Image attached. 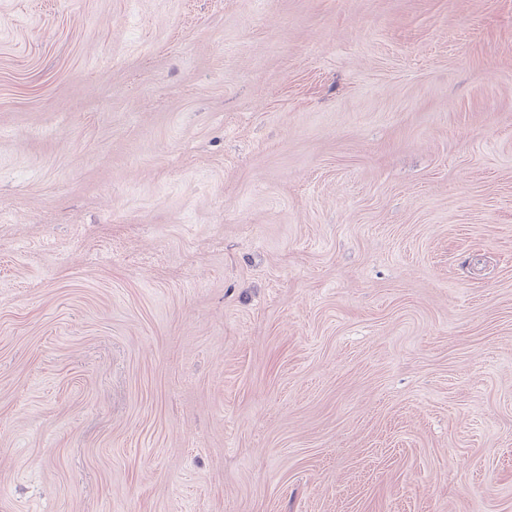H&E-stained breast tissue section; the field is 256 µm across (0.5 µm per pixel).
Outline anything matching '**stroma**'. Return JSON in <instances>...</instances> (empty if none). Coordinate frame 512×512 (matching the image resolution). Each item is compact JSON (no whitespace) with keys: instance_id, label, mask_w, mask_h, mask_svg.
<instances>
[{"instance_id":"35a3bbf8","label":"stroma","mask_w":512,"mask_h":512,"mask_svg":"<svg viewBox=\"0 0 512 512\" xmlns=\"http://www.w3.org/2000/svg\"><path fill=\"white\" fill-rule=\"evenodd\" d=\"M0 512H512V0H0Z\"/></svg>"}]
</instances>
